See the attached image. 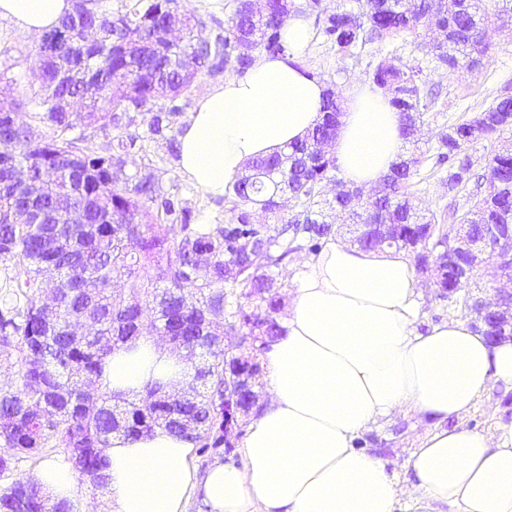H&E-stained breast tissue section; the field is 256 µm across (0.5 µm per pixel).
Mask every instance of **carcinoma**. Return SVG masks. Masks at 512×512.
Wrapping results in <instances>:
<instances>
[{"instance_id":"carcinoma-1","label":"carcinoma","mask_w":512,"mask_h":512,"mask_svg":"<svg viewBox=\"0 0 512 512\" xmlns=\"http://www.w3.org/2000/svg\"><path fill=\"white\" fill-rule=\"evenodd\" d=\"M484 0H353L334 12L315 13L314 37L340 57H360L377 45L369 71L399 113L400 134L411 142L409 125L438 111V93L428 86L427 67L454 73L483 65L491 20L512 25V0L489 15ZM94 42H85L84 19L75 12L44 31L66 26L71 41L39 49L41 66L33 74L39 119L50 134L31 138L10 98V82L0 89V105L15 113L11 125L0 119V262L20 267L12 287L0 294V358L13 361L14 381L0 389V474L11 465L51 446L62 448L79 478L95 488L107 485L108 448L116 432L135 438L157 428L182 433L199 453L228 456L235 441L224 437V409L238 400L234 377L224 370V337L263 350L284 334L277 318L281 297L270 272L291 254H317L337 232L327 211L347 224H372L385 210L396 225L389 247L443 260L441 296L457 289L454 268L444 262L454 224L512 225V153H492L489 174H479L469 147L512 129V93L502 91L470 119L444 126L435 144L399 157L384 175L380 196L364 200L347 184L333 201L322 185L339 171L336 157L321 149L334 139L344 112L343 96L327 93L320 122L283 151L259 158L229 184L224 202L230 218L200 224L179 196L161 190L151 174L127 175L124 159L90 150L84 130L97 125L128 128L133 113L148 115V130L163 136L171 129L179 101L191 93L196 74L205 69L245 77L259 53L287 52L283 25L297 12L293 0H268L256 12L248 0H232L224 21L213 20L209 36L196 31L200 18L184 11L181 0H85ZM184 35L169 38L172 23ZM414 36L422 58L403 59L394 40ZM91 81L104 96L85 89ZM82 103L79 111L63 101ZM448 190L468 191L466 206L448 215L422 211L411 188L427 161ZM40 181L35 197L21 187L20 175ZM52 216L49 223L19 221L23 205ZM273 219L253 221L254 208ZM156 261L150 277L139 274L141 261ZM124 280L112 287L113 279ZM193 288L186 296L184 288ZM268 317L253 318V296ZM152 304L150 327L168 336L175 350L201 352L205 360L190 366L184 404L158 383L139 398L99 389L90 391L105 358L120 343L135 341L146 327L142 303ZM195 422L193 432L174 425L180 415ZM0 512H74L54 501L32 480L18 478L0 488Z\"/></svg>"}]
</instances>
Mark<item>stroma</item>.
<instances>
[{"instance_id":"35a3bbf8","label":"stroma","mask_w":512,"mask_h":512,"mask_svg":"<svg viewBox=\"0 0 512 512\" xmlns=\"http://www.w3.org/2000/svg\"><path fill=\"white\" fill-rule=\"evenodd\" d=\"M489 52L482 68L465 69L449 74L443 71L429 73L428 79L438 86L445 98L444 111L430 113L415 133L421 146L433 145L439 128L474 116L490 104L504 87H512V27H490L486 34ZM38 40L23 34L9 20L0 18V70H7L14 79L13 94L21 105L20 119L34 138L41 139L49 130L38 118L33 97L36 92L32 75L40 68L35 48ZM308 69L320 76L324 83L340 92H349L355 85L367 83L364 64L341 59L322 40H313L304 57ZM136 133L141 137L137 152L125 158L126 173L152 172L164 191L178 194L196 212L203 224H220L227 219L223 198L204 195L183 175L177 158L172 155L168 137L151 135L146 123L136 122ZM419 329L466 318L477 322L472 308L474 301L490 300L497 293L511 288L504 280L490 279L485 271H478L449 299L441 298L431 275L422 273ZM465 428L487 431L512 424V387L491 381L480 402L463 419ZM430 421L414 413H404L378 421L371 434L374 441L367 450L386 465L390 473L406 477L410 471L412 454L431 431Z\"/></svg>"}]
</instances>
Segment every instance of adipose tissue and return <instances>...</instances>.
<instances>
[{"instance_id": "ef3b65f1", "label": "adipose tissue", "mask_w": 512, "mask_h": 512, "mask_svg": "<svg viewBox=\"0 0 512 512\" xmlns=\"http://www.w3.org/2000/svg\"><path fill=\"white\" fill-rule=\"evenodd\" d=\"M71 0H0V17L30 36L54 26ZM288 54L261 56L244 78L204 94L178 134L180 168L198 190L223 196L249 160L283 150L320 118L326 86L296 67L312 39L288 19ZM399 115L383 91L357 85L332 151L348 184L371 187L402 154ZM420 287L405 252L339 239L304 264L284 334L263 353L268 403L240 446L241 464L195 462V445L158 429L117 437L110 512H512V427L445 428L487 382L512 384V342L490 344L460 318L419 331ZM189 365L152 336L113 350L96 388L134 394L159 381L179 389ZM412 411L437 423L416 448L403 486L354 440L373 423Z\"/></svg>"}]
</instances>
